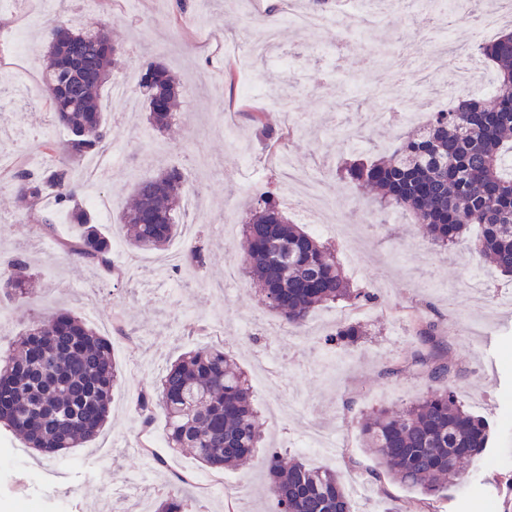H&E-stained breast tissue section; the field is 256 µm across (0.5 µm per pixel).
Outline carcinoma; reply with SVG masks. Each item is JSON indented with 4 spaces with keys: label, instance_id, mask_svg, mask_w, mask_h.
<instances>
[{
    "label": "carcinoma",
    "instance_id": "obj_1",
    "mask_svg": "<svg viewBox=\"0 0 512 512\" xmlns=\"http://www.w3.org/2000/svg\"><path fill=\"white\" fill-rule=\"evenodd\" d=\"M118 51L102 23L72 28L59 19L47 21L45 100L69 135L60 146L45 143L56 156L52 164L19 168L10 181L17 204L42 230L53 231L55 212L67 213L76 232L64 244L65 253L104 269L110 265L112 238L85 207V185L75 168L105 146L109 129L102 91ZM478 51L496 73L490 98L460 100L448 112L432 113L426 126L398 138L383 156L345 163L342 177L374 195L380 206L411 212L443 250L478 227L477 252L512 277V168L505 167L512 157V31ZM136 93L157 130L175 119L178 82L161 64L147 66ZM159 97L167 101L163 111L155 108ZM184 198V176L176 168L137 181L119 218L128 246L164 250L178 232L176 215ZM242 234L244 274L258 286L265 307L290 327L303 326L324 303L375 300L371 291L350 286L335 250L290 222L271 194L254 201ZM208 257L205 243L189 246L192 265L203 267ZM33 280L21 257L0 268V292L16 300L33 295ZM416 334L433 346L437 324L421 321ZM361 335L360 327L348 325L327 336L325 344L349 346ZM3 362L0 423L23 436L28 447L55 457L81 447L105 425L120 373L111 343L81 317L61 309L31 319ZM414 362L430 381L428 391L405 408L369 414L359 429L383 474L419 489L421 510L434 512L433 503L447 496L487 448L489 423L455 398L449 382L456 370L443 354L430 350ZM137 406L147 419L160 410L169 447L185 450L205 467L237 469L258 448L250 381L220 346L180 354ZM265 460L274 512H354L336 472L275 448ZM156 512H188L187 499L174 487Z\"/></svg>",
    "mask_w": 512,
    "mask_h": 512
}]
</instances>
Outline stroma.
Masks as SVG:
<instances>
[{
    "mask_svg": "<svg viewBox=\"0 0 512 512\" xmlns=\"http://www.w3.org/2000/svg\"><path fill=\"white\" fill-rule=\"evenodd\" d=\"M212 20L200 24L198 0L177 10L175 0H0V65H11L10 79L26 94L0 107V140L16 166L38 168L49 157L44 142H62L67 131L42 102L44 62L35 46L47 18L73 25L102 22L118 39L119 78L137 85L148 62H161L179 83L180 107L175 123L159 131L148 121L144 103L124 109L104 87L109 150L122 159L113 164L99 187L112 204L103 219L112 235L111 260L126 268L136 261L137 277L115 278L66 257L54 237L42 234L23 214L0 170V259L28 254L39 273L37 295L24 306L0 297L9 322L0 328V357L7 355L30 313L65 308L82 317L112 343V357L122 380L112 390L104 429L87 447L71 449L65 458H49L27 447L24 439L0 425V512H153L179 468L200 471V464L175 448L164 449L166 465L133 453L143 437L136 402L159 374L188 350L223 344L237 363L252 371L257 357L269 363L274 380L253 385L265 447L288 454L300 451L306 423L332 433L338 444L326 458L307 456L313 466L334 470L346 489L369 487L355 497L357 512H376L378 490L369 472L377 462L363 445L358 422L380 408L400 409L420 397L428 380L410 361L421 351L414 321L422 317L439 325L440 343L450 344L449 357L459 370L455 395L492 424L489 445L449 489L439 512H512V300L476 306L469 288L474 270H483L493 293L512 286L475 252L472 241L449 251L432 247L422 227L408 214L375 212L371 195L338 175L349 159L343 132L362 117L385 113L370 131L366 153L386 146L405 126L383 88L398 85L394 65L398 52L417 41L424 17L416 9L391 14L384 22L364 25L346 36L336 25L312 31L282 28L264 58L253 60L252 73L262 74L246 109L236 115L235 141L241 153L226 149L214 135L220 107L228 98L227 82L211 84L210 72L238 70L225 45L240 38H261L268 22L279 19L267 0H208ZM423 52L436 81L410 90V97H433L445 107L444 89L454 83L457 65L446 46ZM285 93L310 127L288 131L270 96ZM263 112L267 124L288 144L291 168H278L275 144L262 139L250 120ZM28 131L14 141L15 123ZM176 168L186 177L192 202L178 215L179 224L211 241L210 261L198 279L175 276V294L166 293L152 275L156 253L131 252L118 216L136 178ZM326 177L333 208L322 222L320 237L335 242L337 257L352 287L374 288L378 301L362 308L355 321L366 335L357 345L325 346V336L347 324L346 303H330L311 313L299 330L269 313L259 293L240 271L242 232L239 224L259 195L283 196L297 172ZM344 231H337V221ZM231 222L230 239L214 227ZM400 369L394 379L386 369ZM222 492L207 496L189 491L192 512H273L266 496L262 453L241 469L223 472Z\"/></svg>",
    "mask_w": 512,
    "mask_h": 512,
    "instance_id": "35a3bbf8",
    "label": "stroma"
}]
</instances>
